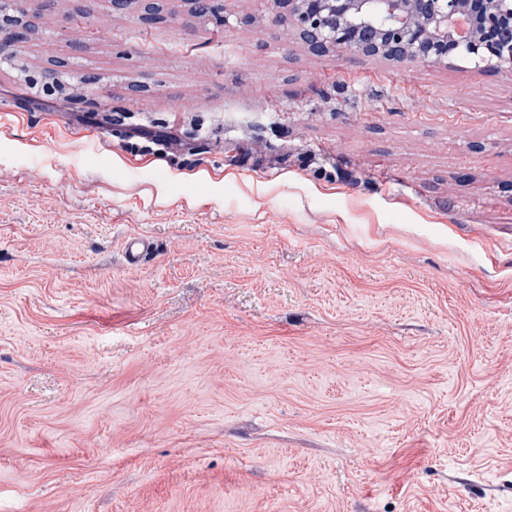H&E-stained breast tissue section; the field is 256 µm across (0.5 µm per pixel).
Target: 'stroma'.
<instances>
[{"mask_svg": "<svg viewBox=\"0 0 512 512\" xmlns=\"http://www.w3.org/2000/svg\"><path fill=\"white\" fill-rule=\"evenodd\" d=\"M85 7L0 0V512H512V71Z\"/></svg>", "mask_w": 512, "mask_h": 512, "instance_id": "stroma-1", "label": "stroma"}]
</instances>
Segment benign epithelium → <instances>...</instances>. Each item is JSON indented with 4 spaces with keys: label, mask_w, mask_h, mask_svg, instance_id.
Returning <instances> with one entry per match:
<instances>
[{
    "label": "benign epithelium",
    "mask_w": 512,
    "mask_h": 512,
    "mask_svg": "<svg viewBox=\"0 0 512 512\" xmlns=\"http://www.w3.org/2000/svg\"><path fill=\"white\" fill-rule=\"evenodd\" d=\"M198 19L218 18L220 0H187ZM274 20H293L317 54L350 53L394 63L512 70V0H276ZM222 18V17H220ZM224 24L230 17L222 18ZM30 27L0 30V47Z\"/></svg>",
    "instance_id": "benign-epithelium-1"
}]
</instances>
